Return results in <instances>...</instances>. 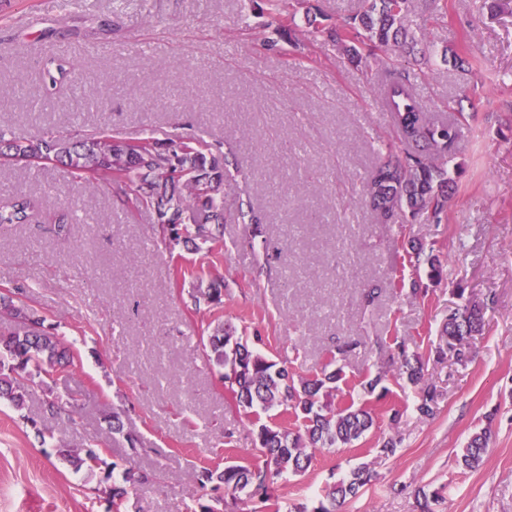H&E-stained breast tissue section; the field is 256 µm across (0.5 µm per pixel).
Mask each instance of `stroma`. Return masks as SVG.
<instances>
[{
    "label": "stroma",
    "instance_id": "35a3bbf8",
    "mask_svg": "<svg viewBox=\"0 0 512 512\" xmlns=\"http://www.w3.org/2000/svg\"><path fill=\"white\" fill-rule=\"evenodd\" d=\"M411 27L432 45L426 61L379 48L360 65L332 42L305 38L307 5L343 25L359 0H291L298 45L265 47L279 20L263 0H0V131L126 139L192 135L223 142L224 246L166 245L152 211L112 203L109 179L74 178L51 164L0 169V201L24 192L44 213L72 206L68 235L46 220L0 228V290L24 287L73 355L53 390L77 403L75 423L44 420L43 390L27 414L0 403V512H106L98 476L74 472L59 445L102 446L108 467L128 459L156 473L130 490L125 512H194L206 495L203 463L254 460L256 428L203 356L217 321L257 337V350L296 377L342 366L375 428L352 446L315 451L308 470L275 482L279 503L318 494L360 464L375 479L342 512H417V489L439 490L436 512H512V2L496 16L482 0H413ZM480 58L465 75L444 51ZM78 68V91L45 92L48 57ZM401 59L426 112L468 114L451 150L456 191L440 219L378 223L359 199L379 153H411L381 92ZM261 213V235L242 215ZM448 272L433 281L408 262L411 243ZM222 280L224 304L195 311L192 272ZM425 297L412 294L413 285ZM484 303V327L467 364L430 348L449 313ZM354 350L332 357V339ZM422 356L435 385L434 414L396 373L395 342ZM387 374L384 395L363 394ZM397 423H390L392 412ZM120 416L124 431L109 423ZM492 443L475 470L458 458L471 434ZM397 443L384 460L378 443Z\"/></svg>",
    "mask_w": 512,
    "mask_h": 512
}]
</instances>
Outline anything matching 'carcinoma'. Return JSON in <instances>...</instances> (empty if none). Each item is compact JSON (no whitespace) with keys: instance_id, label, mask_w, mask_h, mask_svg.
I'll list each match as a JSON object with an SVG mask.
<instances>
[{"instance_id":"carcinoma-1","label":"carcinoma","mask_w":512,"mask_h":512,"mask_svg":"<svg viewBox=\"0 0 512 512\" xmlns=\"http://www.w3.org/2000/svg\"><path fill=\"white\" fill-rule=\"evenodd\" d=\"M410 2L362 0L360 10L342 28L326 27L324 15L309 8L306 19L312 33L326 36L357 62L362 49L377 45L414 50L418 40L409 27ZM75 70L70 61L52 57L42 80L54 89L72 83ZM383 100L402 140L415 144L419 151L403 159L390 152L378 160L363 188L364 200L384 224L399 212L437 218L452 195L447 164L456 128L433 120L423 111L404 73L386 84ZM17 158L58 162L75 178L98 175L128 185L137 204L154 211L166 242L195 245L223 240L224 152L220 141L209 144L193 137L126 140L104 129L83 136L47 133L36 140H6L0 135V164H13ZM41 208L38 198L17 194L0 202V227L29 224ZM423 261L428 264L430 279L444 278L445 268L438 257L424 255L423 247L418 246L409 262L416 265ZM191 299L198 310L218 308L224 304L223 289L213 281L206 285L200 282L192 289ZM483 308L468 302L448 315L435 346L437 358L448 355L461 364L470 360L469 338L483 327ZM203 351L207 360L222 370L221 376L233 377L229 387L232 399L257 426L259 461L228 464L222 469L202 467L194 472L202 487L224 492L221 502L226 510L243 495L252 504L251 512H280L269 494L275 478L304 473L311 464L310 450L351 445L375 426L367 410L352 404L333 405V391L343 373L332 361L328 363L332 370L323 371L321 376L296 380L287 368L250 348L247 337L239 335L235 327L222 322L212 329ZM71 358L43 311L26 301L24 289L0 293V400L6 399L16 410H22L30 391L65 371ZM393 358L399 375L418 388V413L432 415L436 389L425 377L420 356L410 353L409 346L401 341ZM45 406L55 417L72 414L75 403L68 395L50 394ZM282 406L291 410L294 427L272 420L271 412ZM490 439L485 428L470 436L461 454L464 468L480 467ZM58 453L74 471L88 475L105 464L102 449L93 446L61 448ZM372 478L370 467H357L347 478L326 486L314 500L299 502L289 512H339ZM109 479L110 475H105L95 492L120 508L126 486L141 484L148 477L130 465L122 472L121 481L111 483Z\"/></svg>"}]
</instances>
